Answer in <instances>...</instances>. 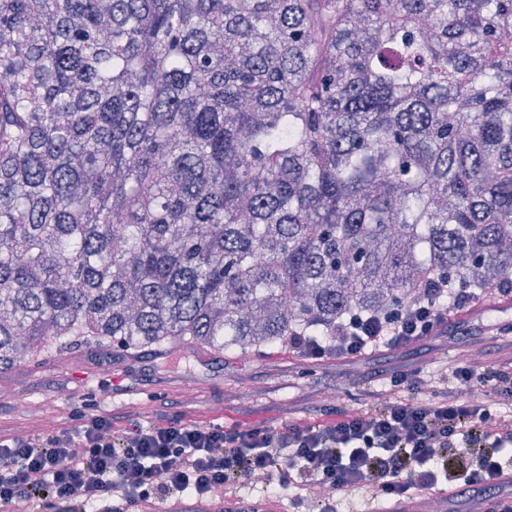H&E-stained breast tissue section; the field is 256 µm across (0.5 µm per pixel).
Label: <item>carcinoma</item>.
<instances>
[{
    "mask_svg": "<svg viewBox=\"0 0 512 512\" xmlns=\"http://www.w3.org/2000/svg\"><path fill=\"white\" fill-rule=\"evenodd\" d=\"M509 30L512 0H0V369L512 289Z\"/></svg>",
    "mask_w": 512,
    "mask_h": 512,
    "instance_id": "cac0c4a2",
    "label": "carcinoma"
}]
</instances>
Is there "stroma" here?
<instances>
[{
  "mask_svg": "<svg viewBox=\"0 0 512 512\" xmlns=\"http://www.w3.org/2000/svg\"><path fill=\"white\" fill-rule=\"evenodd\" d=\"M511 326L512 305L490 302L483 316H461L449 323L447 335L417 349L322 364L288 350L228 353L191 340L162 350H126L82 337L66 351H30L0 370V431L69 426L71 409L85 398L115 414H148L177 399L185 420L227 426L309 419L330 391L338 405L365 409L372 403L370 379L402 368L435 372L466 351L497 353L512 341ZM246 380L252 390L244 396L240 386Z\"/></svg>",
  "mask_w": 512,
  "mask_h": 512,
  "instance_id": "35a3bbf8",
  "label": "stroma"
}]
</instances>
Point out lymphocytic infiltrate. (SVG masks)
<instances>
[{"mask_svg":"<svg viewBox=\"0 0 512 512\" xmlns=\"http://www.w3.org/2000/svg\"><path fill=\"white\" fill-rule=\"evenodd\" d=\"M460 288L452 302L427 285L416 299L379 316L349 312L330 335L295 334L289 348L311 363L419 346L452 317L499 294ZM476 388L478 399L466 391ZM365 410L329 403L315 418L280 425L224 426L126 418L85 400L70 428L0 434V512H166L176 499L223 512H252L240 488L254 475L294 485L297 512H336L359 493L377 505L412 494L477 498L486 512H512V491L494 476L512 470V356H470L438 374L393 371Z\"/></svg>","mask_w":512,"mask_h":512,"instance_id":"f902f5d3","label":"lymphocytic infiltrate"}]
</instances>
